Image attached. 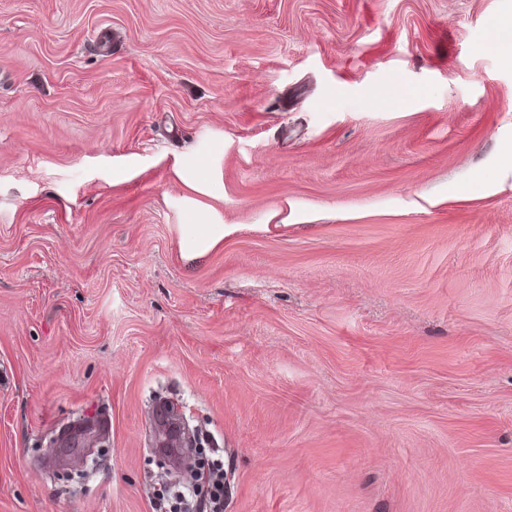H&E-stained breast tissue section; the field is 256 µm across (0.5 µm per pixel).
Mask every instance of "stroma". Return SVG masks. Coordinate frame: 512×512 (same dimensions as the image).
<instances>
[{
  "mask_svg": "<svg viewBox=\"0 0 512 512\" xmlns=\"http://www.w3.org/2000/svg\"><path fill=\"white\" fill-rule=\"evenodd\" d=\"M511 22L0 0V512H155L160 397L224 512H512ZM202 211L236 230L192 257ZM83 417L106 454L68 483ZM202 493L206 501L204 512H224V465L218 462L216 469L208 473Z\"/></svg>",
  "mask_w": 512,
  "mask_h": 512,
  "instance_id": "obj_1",
  "label": "stroma"
}]
</instances>
